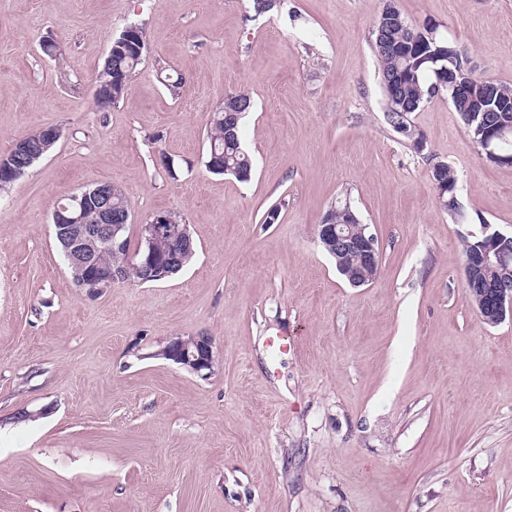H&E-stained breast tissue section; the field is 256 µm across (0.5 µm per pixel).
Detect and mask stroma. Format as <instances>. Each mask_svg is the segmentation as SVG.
Wrapping results in <instances>:
<instances>
[{"mask_svg": "<svg viewBox=\"0 0 512 512\" xmlns=\"http://www.w3.org/2000/svg\"><path fill=\"white\" fill-rule=\"evenodd\" d=\"M397 4L512 85V0ZM385 6L281 0L257 18L251 0H0V157L65 133L0 192V512H512V320L472 305L461 241L512 231V167L479 154L447 94L411 116L423 151L390 126L372 48ZM134 24L148 53L100 107L108 42ZM235 92L253 102L246 183L203 163ZM104 181L127 196L130 241L182 215L192 262L76 287L51 214ZM343 197L378 242L361 288L317 239ZM198 335L215 344L208 378L158 357ZM61 134H62L61 128L56 127V126H50V127L46 128L45 137H46L47 141L54 142L61 136ZM25 137H26V143L28 146V153L42 151L43 152L42 157L44 155L50 153L55 148L56 144L58 143V141L61 138L60 137L54 144L47 145V142L44 140V134L42 132V129L36 133L26 135ZM44 147H47V149H44Z\"/></svg>", "mask_w": 512, "mask_h": 512, "instance_id": "35a3bbf8", "label": "stroma"}]
</instances>
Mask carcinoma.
Wrapping results in <instances>:
<instances>
[{"label":"carcinoma","instance_id":"cac0c4a2","mask_svg":"<svg viewBox=\"0 0 512 512\" xmlns=\"http://www.w3.org/2000/svg\"><path fill=\"white\" fill-rule=\"evenodd\" d=\"M386 27L383 39H374L373 51L378 60V75L382 85L388 90L387 119L396 132L401 134L413 146L422 141L421 135L412 125L410 116L421 109L432 98L431 88L439 80L438 69L457 71L448 59V44L438 34L412 24L403 15L396 3L391 0L380 14L375 27ZM427 54L436 58V63H425L419 67L409 64V57ZM145 54L134 55L124 48L114 49L107 54L97 76L99 82H110V96L98 101L101 106L116 104L125 94L126 85L117 82L120 76H130L141 64ZM490 97L496 98L493 107H508L507 120H512V86L496 83ZM223 112H214L208 131L209 147L204 163H209L212 154L224 155V174L231 175L239 182L249 178L240 177V172H250L253 161L244 149L241 138L232 140L224 137ZM28 152L50 153L55 145L47 144L44 134L38 131L26 136ZM130 246L123 251H114L110 247L101 248L96 262L103 268H112L124 264L130 257Z\"/></svg>","mask_w":512,"mask_h":512}]
</instances>
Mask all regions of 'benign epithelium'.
<instances>
[{"label":"benign epithelium","mask_w":512,"mask_h":512,"mask_svg":"<svg viewBox=\"0 0 512 512\" xmlns=\"http://www.w3.org/2000/svg\"><path fill=\"white\" fill-rule=\"evenodd\" d=\"M145 43L144 34L138 26L131 25L122 33V45L141 50ZM477 75L471 66L458 71V76L440 80L436 90L448 89L450 99L459 104L463 101L473 104L472 111L487 112L489 108L480 102L477 91ZM479 136L482 150L480 155L492 163L512 164V153L502 148L503 142L512 135V125L507 122L498 124L480 123L474 128ZM114 194L112 183L103 182L96 188L68 195V204L56 208L53 212V224L57 236L65 239L66 256L80 277L82 286L89 287L90 293L104 292L108 288L128 281L127 269L117 267L104 270L95 261V254L102 245L118 250L125 245L120 231L132 223L131 212L127 211L113 223L111 197ZM93 214L96 223H85L86 215ZM344 224H321L318 240L321 247L335 260L338 271H343L344 259L355 255L359 259V272L356 278L349 280L353 287L370 283L379 268V250L375 236L368 232L367 225H358V231L350 230L351 224L358 221L353 210H348ZM482 247L478 254L465 264V280L473 286H482L480 276L485 269L497 267L512 273V240L508 234L492 224L481 225ZM189 225L178 224L172 213H159L140 225L139 246L135 256L143 257L140 267L147 278L156 279L167 276L175 265L177 253L164 247V244L178 245L189 238ZM484 287V286H482ZM475 308L482 320L489 325H498L506 318L512 319V284L499 280L489 284L476 295ZM162 354L189 368L192 372L207 377L214 364V343L211 338L195 337L189 341L175 338L163 348Z\"/></svg>","instance_id":"1"}]
</instances>
